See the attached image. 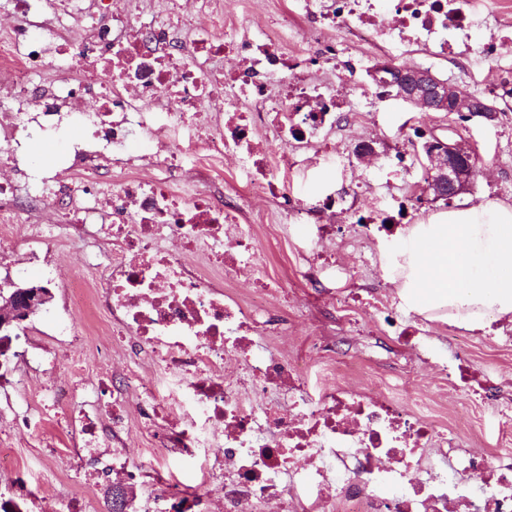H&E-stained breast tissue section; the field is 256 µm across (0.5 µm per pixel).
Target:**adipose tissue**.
<instances>
[{
	"label": "adipose tissue",
	"mask_w": 512,
	"mask_h": 512,
	"mask_svg": "<svg viewBox=\"0 0 512 512\" xmlns=\"http://www.w3.org/2000/svg\"><path fill=\"white\" fill-rule=\"evenodd\" d=\"M395 258L409 310L446 313L472 330L512 317V205L489 200L413 225Z\"/></svg>",
	"instance_id": "ef3b65f1"
}]
</instances>
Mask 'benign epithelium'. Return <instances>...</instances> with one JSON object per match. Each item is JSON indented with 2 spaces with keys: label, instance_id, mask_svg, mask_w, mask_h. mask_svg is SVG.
I'll return each instance as SVG.
<instances>
[{
  "label": "benign epithelium",
  "instance_id": "1",
  "mask_svg": "<svg viewBox=\"0 0 512 512\" xmlns=\"http://www.w3.org/2000/svg\"><path fill=\"white\" fill-rule=\"evenodd\" d=\"M373 73L388 75L381 98L413 105L424 112H454L480 117L486 122L497 119L498 109L490 101L464 95L459 88L443 81L427 69L378 62ZM429 182L422 199L437 202L470 191L477 175L472 148L461 141L433 136L424 148ZM43 286L26 283L9 295L0 293V334L10 335L21 323L38 312L48 301Z\"/></svg>",
  "mask_w": 512,
  "mask_h": 512
}]
</instances>
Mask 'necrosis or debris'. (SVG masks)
Wrapping results in <instances>:
<instances>
[{
    "label": "necrosis or debris",
    "instance_id": "4bbe7bcc",
    "mask_svg": "<svg viewBox=\"0 0 512 512\" xmlns=\"http://www.w3.org/2000/svg\"><path fill=\"white\" fill-rule=\"evenodd\" d=\"M183 3L165 0L159 14L144 0L123 9L112 0L1 5L15 23L0 39V87L12 94L11 103H0V136L15 138L27 112L48 118L65 110L80 119L91 107L98 118L94 148L74 156L77 184L0 177L5 236L36 246L52 230L109 243L101 260L75 268L73 281H93V306L174 375L181 410L148 387L138 413L167 422L158 441L164 452L192 463L220 457V468L203 473L224 482L220 512H512V448L491 457L466 448L462 431L415 412L409 399L350 369L327 367L322 387L309 392L300 360L270 349L281 326L265 317L266 295L243 298L225 288V277L254 267L258 243L240 208L225 204L223 181L187 197L173 190L187 148L179 130H193L191 146L212 159L242 162L246 195L280 198L287 183L271 171L254 104H263L288 155L317 142L333 150L337 118L364 123L369 112L343 83L300 78L295 58L265 30L242 37L192 25ZM510 13L512 0H290L286 18L289 41L319 40L313 61L324 70L343 72L364 63L363 44L392 41L443 58L489 57L512 70V29L504 25ZM301 18L310 31L297 28ZM489 21L496 25L491 40L471 43L470 30ZM341 28L349 43L335 39ZM230 56L238 64L228 70ZM68 66L77 77L65 76ZM136 131L156 152L128 151ZM63 196L69 203L56 208L53 228L37 223L35 210ZM170 240L183 254L166 249ZM190 253L218 275L204 276L188 263ZM231 357L241 365L234 379L221 374ZM106 395L107 411L99 403ZM126 395L111 380L71 387L80 409L65 424H80L83 454L97 455L103 417L114 433L124 431ZM127 507L219 512L201 488H153Z\"/></svg>",
    "mask_w": 512,
    "mask_h": 512
}]
</instances>
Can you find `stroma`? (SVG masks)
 Segmentation results:
<instances>
[{"label":"stroma","mask_w":512,"mask_h":512,"mask_svg":"<svg viewBox=\"0 0 512 512\" xmlns=\"http://www.w3.org/2000/svg\"><path fill=\"white\" fill-rule=\"evenodd\" d=\"M226 26L249 29L260 25L279 40H287L288 30L282 17L288 0H221ZM388 61L399 66L430 69L438 77L471 93L486 98L498 109L494 122L474 118L460 120L445 112H423L395 100L372 99V120L367 126L338 123L336 152L343 165H336L312 148L283 165L280 154H273L276 174L286 175L288 192L303 201L305 213L300 223H284V199L255 198L244 209V223L254 228L259 253L254 270L227 280L230 288L247 294L263 282H275L284 288L286 298L274 303L284 321L285 332L272 337L274 351L292 356L304 354L306 384L316 391L323 382L324 367L348 358L359 361L371 374L385 379L396 395L412 393L423 414L441 422L452 420L456 407L468 404L465 425L469 446L492 452L501 442L498 430L499 411L512 410V344L499 345V336L512 333V321L493 322L491 339L482 332L469 331L454 324L434 320L402 306L398 284L391 276V258L402 249L408 231L415 224L445 208L465 209L495 199L512 204V94H499L491 86L498 80L496 67L482 58L462 56L448 61L430 57L421 48L406 54L391 53ZM93 121L74 126L68 113L55 116L50 132L32 134L21 143H9L0 149L10 163L0 169V176L46 175L63 183L78 180V173L66 170L65 161L73 158L77 148L91 147ZM435 133L470 144L480 163V173L470 193L452 201L423 203L419 198L408 201L404 217L393 234L374 232L357 234L354 224L364 216L352 192L354 181H369L378 186L386 178L385 158L403 150L418 174H426L422 152L425 136ZM373 143L374 156L362 159L356 154L360 142ZM341 191L350 213L341 217L317 208L319 198ZM319 224L336 227L334 236L321 239L315 233ZM39 249L46 260L29 263V245L21 240L0 243V289L10 283H37L48 288L51 299L26 322V337L0 376V419L7 421L22 413L38 416L35 433L0 435V455L11 461L10 468H0V493L11 492L27 499L30 512H53L57 499L78 497L90 512H106V482L83 483L76 479L79 470L96 469L94 461L80 457V442L63 428L56 417L45 415L41 406V389L53 385L69 388L72 382L108 379L131 369L141 384L163 378L165 372L149 361L145 353L130 346H117L112 324L105 311L75 310L70 304L71 270L85 250L78 243L46 240ZM335 253L342 266L340 281L369 299L366 307L344 312L320 291L309 273L307 258L312 253ZM391 310L403 322L421 329L428 349L415 350L388 342L379 319L380 309ZM72 324L82 333L73 342L62 333V326ZM323 342L334 344L331 352L320 351ZM461 355L477 381H491L493 402L470 401L466 390L453 388L438 373L434 358L438 355ZM157 431L141 428L136 410L128 412V427L120 444L131 466L145 472H162L165 479L179 488L197 486L199 475L186 464L155 457L153 448ZM111 437H104L103 451L111 453Z\"/></svg>","instance_id":"35a3bbf8"}]
</instances>
